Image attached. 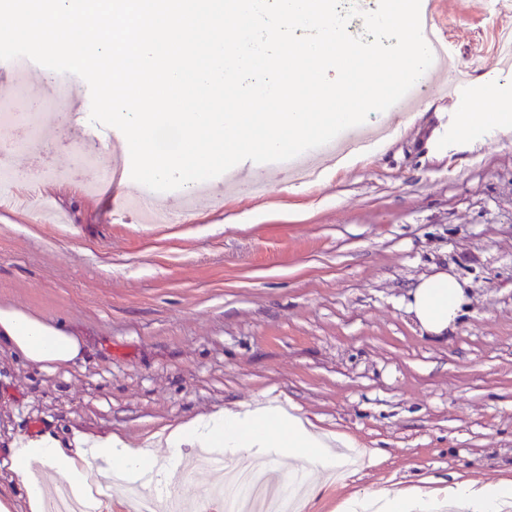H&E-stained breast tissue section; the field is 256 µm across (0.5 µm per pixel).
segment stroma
I'll list each match as a JSON object with an SVG mask.
<instances>
[{
  "label": "stroma",
  "instance_id": "stroma-1",
  "mask_svg": "<svg viewBox=\"0 0 512 512\" xmlns=\"http://www.w3.org/2000/svg\"><path fill=\"white\" fill-rule=\"evenodd\" d=\"M463 100L493 103L486 67L512 0H433ZM425 102L368 155L325 158L296 184L245 160L239 189L209 181L215 202L174 224L127 210L135 182L43 184L48 212L0 208V309L79 336L77 364L30 366L0 347V461L14 440L69 443L117 434L132 445L219 410L280 408L350 435L364 461L343 475L275 462L308 482L302 512H336L353 493L512 480V128L468 124L454 99ZM40 154L0 158V174L48 158L66 170L116 128L41 106ZM445 271L467 303L447 338L422 334L406 309L422 279Z\"/></svg>",
  "mask_w": 512,
  "mask_h": 512
}]
</instances>
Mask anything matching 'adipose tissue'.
<instances>
[{
    "mask_svg": "<svg viewBox=\"0 0 512 512\" xmlns=\"http://www.w3.org/2000/svg\"><path fill=\"white\" fill-rule=\"evenodd\" d=\"M466 300L459 280L439 272L420 281L410 293L408 311L420 328L443 336L453 328ZM20 355L28 364L42 369L72 366L81 358L79 337L48 326L30 315L0 310V346ZM164 469H157L158 456L151 444L132 446L116 435L76 440L63 447L52 436L19 441L4 466L24 490L28 512H41L43 487L31 480L34 464H42L72 486L86 485L91 465L120 478L135 481L148 473L164 479L178 472L183 449L223 447L238 459L272 456L280 460L308 456L317 461L332 457L327 437L284 411L274 408L234 411L227 409L179 425L166 439ZM462 508L463 512H503L512 505V483L476 485L469 479L454 481L444 490L412 488L402 494L364 490L348 497L346 512H433L438 500Z\"/></svg>",
    "mask_w": 512,
    "mask_h": 512,
    "instance_id": "adipose-tissue-1",
    "label": "adipose tissue"
}]
</instances>
